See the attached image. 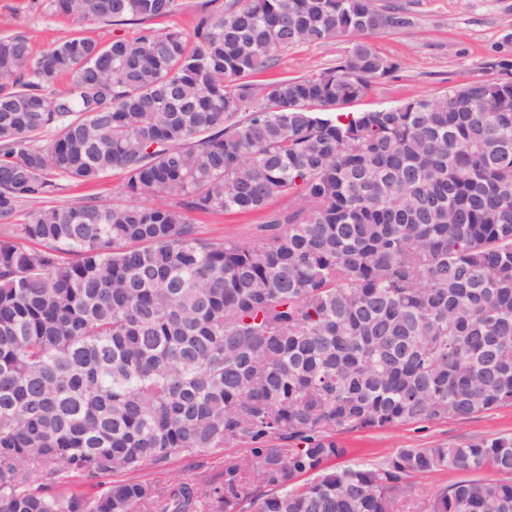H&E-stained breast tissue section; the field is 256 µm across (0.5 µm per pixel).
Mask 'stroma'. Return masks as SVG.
Returning <instances> with one entry per match:
<instances>
[{"label": "stroma", "instance_id": "35a3bbf8", "mask_svg": "<svg viewBox=\"0 0 512 512\" xmlns=\"http://www.w3.org/2000/svg\"><path fill=\"white\" fill-rule=\"evenodd\" d=\"M376 5H396L410 17L409 27L371 37L381 55L394 62L393 76L377 80L368 94L353 103L356 111L397 104L416 95L437 96L448 87L471 79H495L490 64L512 57V0H375ZM142 27L82 20L45 9L42 0H0V36L24 33L34 54H42L58 40L82 35L99 42L133 38ZM350 47L340 38L321 45H300L284 53L272 74L301 76L334 66ZM122 190V177L112 174L98 184H63L49 195V206H66L90 197L109 199ZM187 219L202 237L245 238L263 221L259 214L199 213ZM512 435V406L504 405L465 421L411 422L392 429L342 434L346 456L336 459L339 467L359 463L378 464L405 448H433L463 441ZM471 472L447 467L432 475H416L409 512H423L440 488L471 479Z\"/></svg>", "mask_w": 512, "mask_h": 512}]
</instances>
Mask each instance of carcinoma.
Wrapping results in <instances>:
<instances>
[{
	"label": "carcinoma",
	"mask_w": 512,
	"mask_h": 512,
	"mask_svg": "<svg viewBox=\"0 0 512 512\" xmlns=\"http://www.w3.org/2000/svg\"><path fill=\"white\" fill-rule=\"evenodd\" d=\"M181 6L47 4L115 24ZM408 24L374 0H241L190 35L37 57L0 37V512H402L416 474L512 473V436L329 465L341 433L512 405V61L344 112L397 69L368 38ZM338 37L335 66L252 81ZM114 171L119 201L26 209ZM176 203L267 214L213 241ZM223 448L243 455L208 490L139 476ZM427 512H512V481Z\"/></svg>",
	"instance_id": "1"
}]
</instances>
